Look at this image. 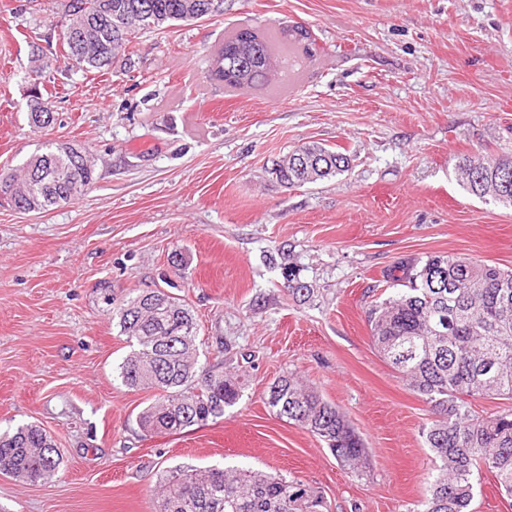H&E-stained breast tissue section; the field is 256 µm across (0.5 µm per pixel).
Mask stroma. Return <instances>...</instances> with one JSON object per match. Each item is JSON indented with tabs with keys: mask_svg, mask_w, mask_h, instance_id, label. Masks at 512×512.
Here are the masks:
<instances>
[{
	"mask_svg": "<svg viewBox=\"0 0 512 512\" xmlns=\"http://www.w3.org/2000/svg\"><path fill=\"white\" fill-rule=\"evenodd\" d=\"M57 0H0V173L49 141L86 147L95 182L25 213L0 198V427H43L54 479L0 474V512H156L178 468L245 467L320 495L327 512H414L433 470L429 405L372 344L365 311L392 267L444 254L512 268V208L458 181L462 157L512 156V0H224L223 15L140 34L125 65L67 68ZM302 24L295 82L212 79L242 29ZM52 44L41 55L40 36ZM42 68L55 114L28 121ZM343 148L348 171L288 188L270 173L299 145ZM288 246L300 299L269 262ZM160 288L200 328L199 365L238 378L218 421L151 435L153 392L122 385L130 352L102 301ZM295 374L360 433V472L279 418L270 384Z\"/></svg>",
	"mask_w": 512,
	"mask_h": 512,
	"instance_id": "stroma-1",
	"label": "stroma"
}]
</instances>
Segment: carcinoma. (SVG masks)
<instances>
[{
  "label": "carcinoma",
  "instance_id": "carcinoma-1",
  "mask_svg": "<svg viewBox=\"0 0 512 512\" xmlns=\"http://www.w3.org/2000/svg\"><path fill=\"white\" fill-rule=\"evenodd\" d=\"M84 16H106L94 43L74 48L73 28L62 36L67 66L104 71L126 56L136 34L175 22L221 14L214 0H82ZM251 83L266 79L273 52L261 37ZM45 105L34 90L29 123L48 129L37 116ZM350 158L317 143L302 145L273 162L275 178L288 187L313 184L348 170ZM461 182L485 202L512 206V157L476 154L458 164ZM17 177L47 211L73 200L72 189L93 184L88 151L77 157L56 142L32 155ZM282 287L294 296L313 292L297 269L281 264ZM400 286L371 305L366 320L380 355L407 386L430 405L434 419L422 435L435 459L432 481L417 512H471L474 475L491 473L501 494L512 498V406L488 417L471 411L469 399L512 401V269L469 258L431 255L418 268L389 274ZM119 335L137 349L118 364L123 385L158 391V399L137 417L150 434H179L224 417V407L241 396L237 379L210 372L195 383L198 324L184 301L155 289L128 296L113 310ZM268 405L277 416L323 440L336 458L359 470L365 455L360 436L335 405L293 374L269 387ZM60 464L57 447L34 424L0 431V473L28 483H47ZM157 512H324L323 498L281 475L251 467L176 469L161 479Z\"/></svg>",
  "mask_w": 512,
  "mask_h": 512
}]
</instances>
